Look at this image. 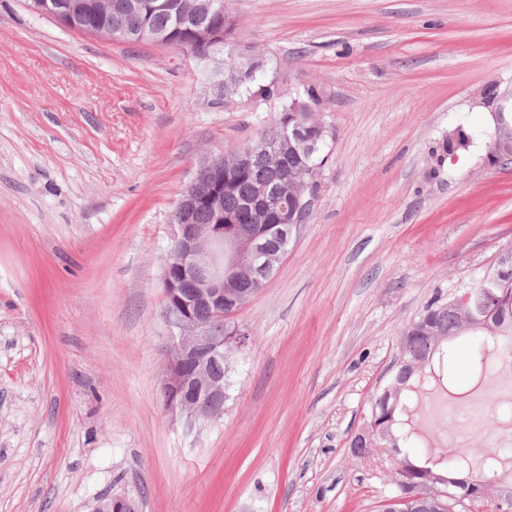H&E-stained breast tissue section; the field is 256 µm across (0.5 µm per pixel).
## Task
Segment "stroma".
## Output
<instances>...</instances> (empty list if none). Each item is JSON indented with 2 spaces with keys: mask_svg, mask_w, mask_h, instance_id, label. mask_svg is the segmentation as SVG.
Segmentation results:
<instances>
[{
  "mask_svg": "<svg viewBox=\"0 0 512 512\" xmlns=\"http://www.w3.org/2000/svg\"><path fill=\"white\" fill-rule=\"evenodd\" d=\"M270 74L326 92L311 211L240 313L223 418L160 392L171 210L206 155L272 115L216 100L178 50L72 31L0 0V512H376L395 464L357 450L401 330L512 242V164L483 98L512 88V0H229ZM468 152L434 169L456 127ZM499 362L445 404L495 445Z\"/></svg>",
  "mask_w": 512,
  "mask_h": 512,
  "instance_id": "1",
  "label": "stroma"
}]
</instances>
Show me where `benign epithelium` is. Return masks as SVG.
<instances>
[{
	"mask_svg": "<svg viewBox=\"0 0 512 512\" xmlns=\"http://www.w3.org/2000/svg\"><path fill=\"white\" fill-rule=\"evenodd\" d=\"M152 5L140 0H118L112 4L114 23L108 34L125 42L150 41L168 44L172 40L169 32L144 28L129 32L123 27L122 16L128 9H150ZM29 10L37 16H48L66 27L75 26L74 19L81 13L79 0H31ZM227 26L213 27L200 23L193 29L197 43L218 46L224 43V28H232L234 19L225 14ZM238 64L224 67V60L217 54L196 56L198 62L212 65L218 72V83L224 85V101L230 102L242 96V87L248 78L261 73L265 53L237 41L229 42ZM279 89L288 91L293 98V107L315 113L313 127L325 129L326 122L320 115L324 105H311L301 101V90L285 87L277 81ZM296 143L307 155L314 156L319 150L317 141L306 136V127L301 123L286 122L280 128L274 143ZM267 140H254L238 148L230 157L224 151L209 154L201 163L198 172L211 173L216 183L205 199L197 198L194 184H189L181 194L174 215L175 232L164 258L162 284L164 298L176 305L167 307L163 321L166 324L172 353L165 357L162 365L161 396L168 414L183 418L189 423H208L224 415V380L215 375V369L226 361V349L243 348L250 340V330L243 323H236L227 332H217L210 322L201 319L198 312L205 310L213 320H224V305L228 294L234 292L233 281L247 276L254 284L268 280L279 262L277 253L264 245L265 234L258 232L244 240L224 238V225L240 223L239 217L224 213V194L235 189V182L224 176V170L245 169L253 158L260 154ZM314 181H303L294 189L298 204L306 209L312 205ZM288 194V182L265 187L247 203L246 210L251 223L261 224L275 211L278 225L285 233L299 231L302 219L298 210H288L280 205V199ZM208 205L215 214V223L196 224L193 214L200 204ZM423 492L416 496L423 512H449L458 507L473 512L479 500H500L505 488L494 480L476 486L462 479L429 473L422 482ZM97 512H138L136 502L129 496H115L101 504Z\"/></svg>",
	"mask_w": 512,
	"mask_h": 512,
	"instance_id": "benign-epithelium-1",
	"label": "benign epithelium"
}]
</instances>
